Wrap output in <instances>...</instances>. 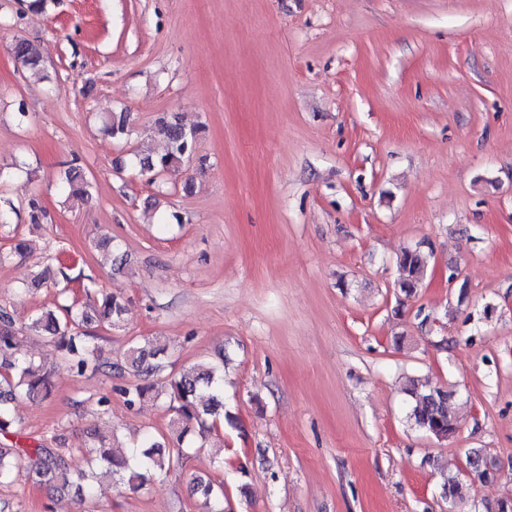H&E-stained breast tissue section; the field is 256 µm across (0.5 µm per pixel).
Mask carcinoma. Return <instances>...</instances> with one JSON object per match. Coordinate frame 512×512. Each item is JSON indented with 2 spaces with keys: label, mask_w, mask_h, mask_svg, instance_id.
Returning <instances> with one entry per match:
<instances>
[{
  "label": "carcinoma",
  "mask_w": 512,
  "mask_h": 512,
  "mask_svg": "<svg viewBox=\"0 0 512 512\" xmlns=\"http://www.w3.org/2000/svg\"><path fill=\"white\" fill-rule=\"evenodd\" d=\"M13 53L31 76L44 80L47 74L37 47L18 40ZM105 132L112 138L127 134L128 115L125 112H108L103 118ZM159 134L166 142V150L155 155L149 150L134 153L138 173L149 176L153 182L159 176L180 168L194 151L197 130L186 128L178 119L161 118ZM58 187L64 202L78 207L89 200L90 184L79 166L64 164L59 173ZM431 253L421 245L404 250L397 258L399 279L397 302L414 296L426 278ZM125 305L114 294L102 296L100 305L91 306L77 301L66 302L58 309H45L36 313L28 328L51 338L58 350L64 352V360L70 369L83 373L101 365V351L95 343L96 336L86 327L97 324L106 328L121 325ZM166 346L149 338L134 340L127 350L124 364L136 375L149 377L164 371L160 357ZM51 375L42 363L20 352L15 337V321L5 309H0V433H8L15 426L9 403L19 397L35 398L49 392ZM128 406L134 407L147 399L164 397L174 412L172 436L178 452L184 451L187 435L195 432L201 444L215 431L224 416V377L217 365L192 368L179 373L170 372L163 378L142 384L118 388ZM405 392L413 400L407 415L411 426L427 436L443 441L453 437L459 427L456 408L451 400L456 392L450 387L431 386L418 377L407 379ZM86 467L72 463L71 457L58 448L39 445L34 448H0V485H11L20 478L34 479L58 490L75 488L82 499L92 492V483L101 476L126 484L134 489L146 486L150 476L162 474L170 468V453L166 446L151 434L144 435L127 452H116L112 438L102 436L94 449L83 450ZM483 449L473 448L467 456V475L440 473L442 497L448 504L474 502L468 494L470 485L484 480L488 475L482 470ZM194 491L202 498L205 512H224V482L213 483L199 479Z\"/></svg>",
  "instance_id": "carcinoma-1"
}]
</instances>
